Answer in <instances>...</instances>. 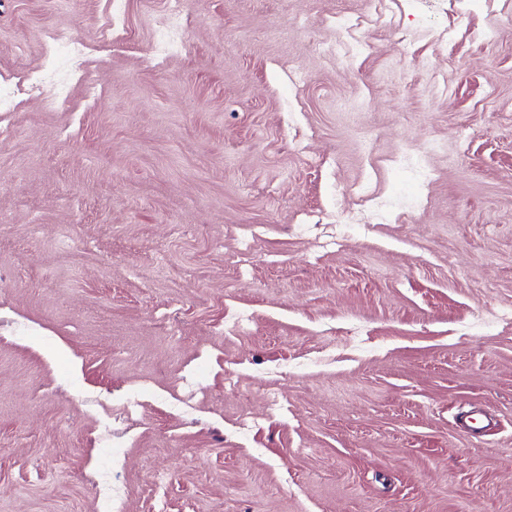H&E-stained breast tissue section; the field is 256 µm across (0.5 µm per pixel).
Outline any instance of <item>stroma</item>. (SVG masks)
<instances>
[{
	"instance_id": "obj_1",
	"label": "stroma",
	"mask_w": 512,
	"mask_h": 512,
	"mask_svg": "<svg viewBox=\"0 0 512 512\" xmlns=\"http://www.w3.org/2000/svg\"><path fill=\"white\" fill-rule=\"evenodd\" d=\"M187 2L0 0V512H512V0ZM189 20L185 0H167L165 14L156 22L153 51L156 55H166L175 48L173 29L183 28ZM51 46L53 64L43 72L29 76L22 84L5 80L0 83V112L17 110L21 95L39 94L48 104L61 105L65 95L61 88L51 86L46 81L45 73L56 68V62L62 57L72 60L83 45L81 38L67 30H51L47 34Z\"/></svg>"
}]
</instances>
